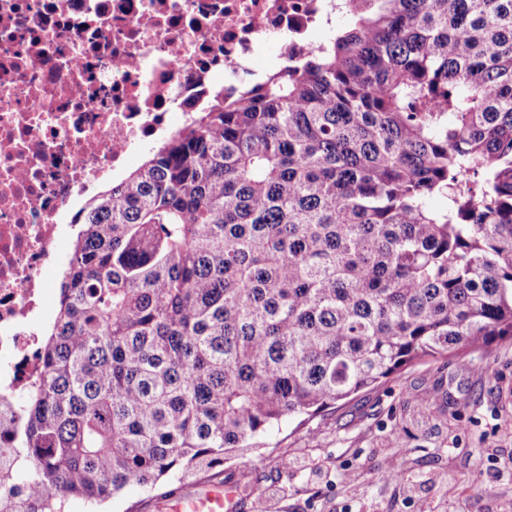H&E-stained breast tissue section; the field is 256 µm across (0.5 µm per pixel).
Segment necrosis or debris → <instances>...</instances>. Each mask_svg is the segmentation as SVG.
Segmentation results:
<instances>
[{"label": "necrosis or debris", "instance_id": "1", "mask_svg": "<svg viewBox=\"0 0 512 512\" xmlns=\"http://www.w3.org/2000/svg\"><path fill=\"white\" fill-rule=\"evenodd\" d=\"M335 0H0V488L43 375L39 326L75 199L214 92L294 59Z\"/></svg>", "mask_w": 512, "mask_h": 512}]
</instances>
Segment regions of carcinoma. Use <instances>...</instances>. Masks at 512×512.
Returning a JSON list of instances; mask_svg holds the SVG:
<instances>
[{
	"instance_id": "cac0c4a2",
	"label": "carcinoma",
	"mask_w": 512,
	"mask_h": 512,
	"mask_svg": "<svg viewBox=\"0 0 512 512\" xmlns=\"http://www.w3.org/2000/svg\"><path fill=\"white\" fill-rule=\"evenodd\" d=\"M336 12L74 215L0 512H97L512 339V0Z\"/></svg>"
}]
</instances>
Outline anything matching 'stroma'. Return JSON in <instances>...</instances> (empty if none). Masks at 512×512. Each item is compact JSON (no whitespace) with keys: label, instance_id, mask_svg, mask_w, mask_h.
<instances>
[{"label":"stroma","instance_id":"stroma-1","mask_svg":"<svg viewBox=\"0 0 512 512\" xmlns=\"http://www.w3.org/2000/svg\"><path fill=\"white\" fill-rule=\"evenodd\" d=\"M263 441L155 491L128 485L110 512H191L218 485L234 492L230 512H420L425 502L431 512H502L512 504V481L496 477L512 461V340L417 360L305 425L270 428ZM399 447L406 479L385 481Z\"/></svg>","mask_w":512,"mask_h":512}]
</instances>
